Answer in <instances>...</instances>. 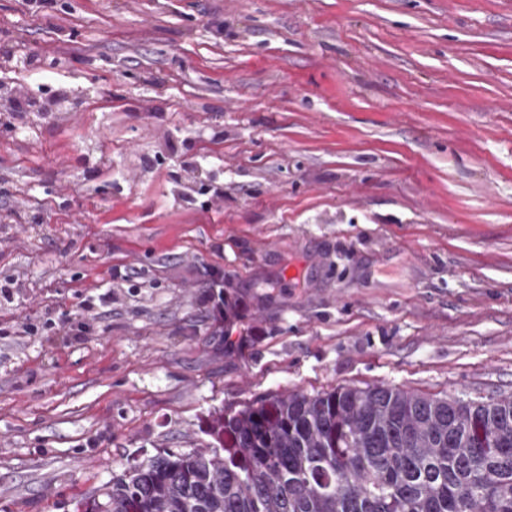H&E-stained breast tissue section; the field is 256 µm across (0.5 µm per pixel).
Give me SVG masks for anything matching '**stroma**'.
Wrapping results in <instances>:
<instances>
[{
	"label": "stroma",
	"mask_w": 512,
	"mask_h": 512,
	"mask_svg": "<svg viewBox=\"0 0 512 512\" xmlns=\"http://www.w3.org/2000/svg\"><path fill=\"white\" fill-rule=\"evenodd\" d=\"M0 512L276 392L512 393V0H0Z\"/></svg>",
	"instance_id": "35a3bbf8"
}]
</instances>
